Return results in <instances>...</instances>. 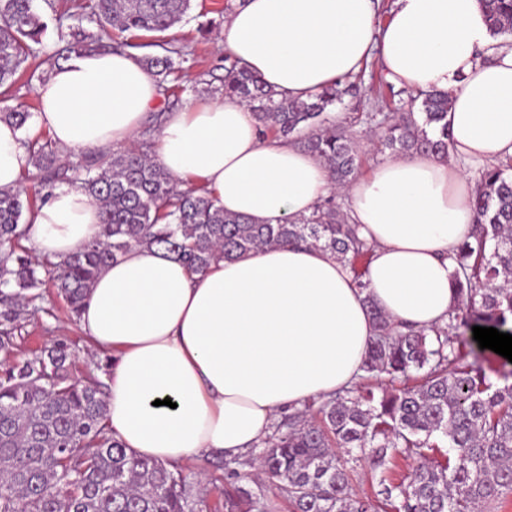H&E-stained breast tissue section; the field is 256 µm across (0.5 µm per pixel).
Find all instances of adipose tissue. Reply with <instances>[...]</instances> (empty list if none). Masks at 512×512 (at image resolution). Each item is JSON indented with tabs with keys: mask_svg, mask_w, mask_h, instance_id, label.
<instances>
[{
	"mask_svg": "<svg viewBox=\"0 0 512 512\" xmlns=\"http://www.w3.org/2000/svg\"><path fill=\"white\" fill-rule=\"evenodd\" d=\"M224 52L280 97L304 100L378 60L388 81L449 93V154L394 157L344 188L348 214L374 246L357 287L317 247L276 246L201 273L134 247L96 278L78 323L111 355L106 424L127 452L180 463L245 460L281 413L351 387L375 334L371 306L429 330L457 303L451 255L476 223L471 173L512 156V36L493 38L478 0H244L221 32ZM31 132L65 151L129 144L158 98L139 56L97 51L54 68L37 88ZM23 132L0 121V189L30 167ZM156 160L204 185L226 212L261 224L310 215L331 182L324 163L282 138H260L246 104L224 97L170 112ZM101 232L82 190L54 189L26 238L55 261ZM170 398L174 407L163 406Z\"/></svg>",
	"mask_w": 512,
	"mask_h": 512,
	"instance_id": "ef3b65f1",
	"label": "adipose tissue"
}]
</instances>
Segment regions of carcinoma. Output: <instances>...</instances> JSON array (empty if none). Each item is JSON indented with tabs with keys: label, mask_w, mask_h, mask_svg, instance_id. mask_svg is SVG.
I'll list each match as a JSON object with an SVG mask.
<instances>
[{
	"label": "carcinoma",
	"mask_w": 512,
	"mask_h": 512,
	"mask_svg": "<svg viewBox=\"0 0 512 512\" xmlns=\"http://www.w3.org/2000/svg\"><path fill=\"white\" fill-rule=\"evenodd\" d=\"M35 0H0V93L5 95L30 58L54 68L73 56L99 50L123 51L128 41H104L109 30L163 33L191 9L193 0H87L86 18L101 34L80 27L63 32V46L48 53V25ZM492 35L512 34V0H479ZM161 52L142 57L159 94L181 70L186 46L157 44ZM224 78L215 91L236 95L250 110L263 136L287 139L324 161L334 185L358 176L360 145L328 107L355 94L354 84L306 100L277 97L260 77L224 57ZM450 98L423 94L419 112L403 101L387 112L367 113L378 142L400 156H448ZM30 112L17 104L0 111V121L19 127ZM38 172L67 180L98 205L99 238L59 263H40L16 250L30 211L29 192L0 190V352L9 356L21 331L24 308L50 280L76 322L96 275L135 246L174 254L195 273L218 257L247 255L266 247L305 244L346 262L358 287L372 247L336 202L323 199L311 215L285 224H257L224 211L204 187L180 182L147 152H84L73 162L48 141L29 144ZM474 200L473 240L456 247L457 306L448 324L429 332L407 331L373 311L376 333L352 387L326 400L292 409L275 424L253 455L266 480L279 487L291 512H478L512 495V383L496 388L479 364L463 363L462 349L477 341L462 337L466 326L494 327L512 335V157L479 168ZM73 350L64 339L22 360L0 364V512H197L199 494L183 470L127 453L105 424L106 384L98 376L73 373ZM384 375L391 390L375 391L371 378ZM444 442L443 462H429L425 450ZM369 458L381 468L396 454L420 463L406 483L380 479L373 500L357 496L345 462ZM249 477L224 464L223 512H274L262 484L246 489Z\"/></svg>",
	"instance_id": "carcinoma-1"
}]
</instances>
